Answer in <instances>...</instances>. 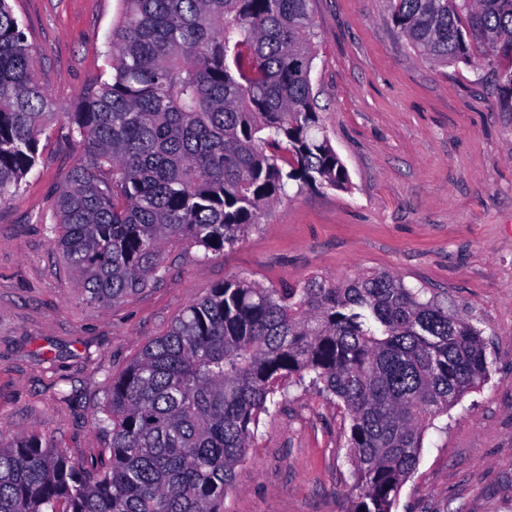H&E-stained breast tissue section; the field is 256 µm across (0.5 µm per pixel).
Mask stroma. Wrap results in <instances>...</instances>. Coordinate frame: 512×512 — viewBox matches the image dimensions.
<instances>
[{
    "label": "stroma",
    "mask_w": 512,
    "mask_h": 512,
    "mask_svg": "<svg viewBox=\"0 0 512 512\" xmlns=\"http://www.w3.org/2000/svg\"><path fill=\"white\" fill-rule=\"evenodd\" d=\"M59 111L108 81L118 0H9ZM316 106L351 187L290 188L261 224L203 257L167 250L165 279L109 309L86 303L43 226L82 158L53 122L40 161L0 203V433L38 432L82 459L103 447L106 387L225 278L293 287L388 272L482 332L489 375L428 429L393 512H512V99L474 68L437 67L389 0H314ZM349 421L291 388L261 416L224 512H348Z\"/></svg>",
    "instance_id": "35a3bbf8"
}]
</instances>
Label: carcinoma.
I'll use <instances>...</instances> for the list:
<instances>
[{
    "label": "carcinoma",
    "mask_w": 512,
    "mask_h": 512,
    "mask_svg": "<svg viewBox=\"0 0 512 512\" xmlns=\"http://www.w3.org/2000/svg\"><path fill=\"white\" fill-rule=\"evenodd\" d=\"M112 81L61 113L84 160L45 225L89 304L161 280L164 254L224 250L289 185L345 189L315 107L311 0H119ZM435 65L473 66L512 96V0H391ZM481 47V57L470 54ZM56 104L0 0V202L37 166ZM382 272L274 288L227 277L107 387V447L75 460L36 432L0 438V512H224L260 416L290 385L346 411L349 512H392L427 427L488 376L481 330Z\"/></svg>",
    "instance_id": "cac0c4a2"
}]
</instances>
